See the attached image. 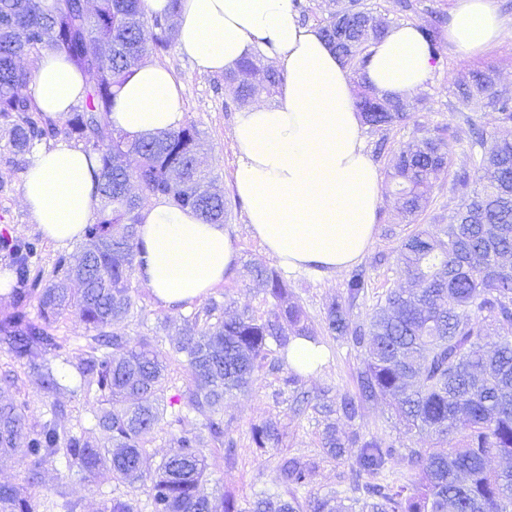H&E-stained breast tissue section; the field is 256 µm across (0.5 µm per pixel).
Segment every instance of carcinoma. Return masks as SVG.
Listing matches in <instances>:
<instances>
[{"instance_id": "1", "label": "carcinoma", "mask_w": 512, "mask_h": 512, "mask_svg": "<svg viewBox=\"0 0 512 512\" xmlns=\"http://www.w3.org/2000/svg\"><path fill=\"white\" fill-rule=\"evenodd\" d=\"M179 3L170 0L167 12L149 18L141 0H95L90 11L85 0H0V127L9 132L12 152L29 154L59 136L82 145L98 162L100 198L97 217L84 228L79 262L59 255L46 282L33 270L35 242L0 238L19 284L11 311L0 318V348L33 370L45 398L60 389L52 361L72 351L78 388L102 399L95 425L110 443L102 448L96 438L67 429L54 403L49 418L32 424L26 404L0 400V456L27 460L24 483L0 482V512H37L45 467L60 458L98 486L142 480L145 436L164 421L171 428V450L147 477L152 512H240L231 493L210 496L203 488L206 449L234 447L222 415L224 395L252 385L268 356L276 349L288 351L294 338L316 340L303 310L291 301L288 284L268 269L257 270L275 300L264 318L227 317L224 304L210 299L170 354L146 338L133 343L108 331L136 307L132 282L146 265L138 234L142 197L166 198L210 224H222L228 216L227 200L207 195L211 179L201 167L195 125L131 139L108 118L139 58L174 43L171 20ZM362 21L373 37L384 30L359 0H349L320 27L343 65L356 74L368 59L367 40L358 39ZM418 29L430 54L437 55L438 28L425 23ZM46 46L93 74L82 105L63 117L39 110L32 95L23 93L34 75L20 62L37 60ZM253 67L244 61L224 74L242 100L271 96L281 84L273 68L250 82L241 80ZM457 89L467 102L491 95L490 82L481 75L459 82ZM355 105L372 128L407 118L403 102L381 97L367 85ZM466 122L476 187L456 222L418 229L402 243L397 272L416 287L388 289L369 321L353 327L347 310L365 298L368 287L365 271L355 269L344 295L326 313L328 330L365 349L366 357L358 397L344 393L336 405H322L325 413L351 422L385 396L408 429L431 434V446L407 449V482L387 481L379 475L398 452L394 444L359 431L340 436L329 425L322 447L332 457L353 459L352 485L359 496L348 504L327 495L300 503L298 493L309 487L314 465L288 458L279 467L285 494L258 498L252 512H512V468L488 466L497 456L512 457V339L487 341L490 331L512 326V140H497L488 150L477 124L469 116ZM450 153L438 135L395 158L396 196L405 212L426 206L433 179L450 165ZM469 170L455 174L463 191L470 185ZM134 185L142 195L132 193ZM72 281L81 284L77 294L68 288ZM33 298L35 318L28 311ZM70 314L94 332L74 349L68 337L56 334ZM172 355L184 359L190 381L180 396L183 409L168 416L161 401ZM252 439L264 450L279 444L280 432L266 422L252 427Z\"/></svg>"}]
</instances>
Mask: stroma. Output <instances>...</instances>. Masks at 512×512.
Returning a JSON list of instances; mask_svg holds the SVG:
<instances>
[{
	"label": "stroma",
	"instance_id": "35a3bbf8",
	"mask_svg": "<svg viewBox=\"0 0 512 512\" xmlns=\"http://www.w3.org/2000/svg\"><path fill=\"white\" fill-rule=\"evenodd\" d=\"M367 10L388 24L419 25L433 17H448L455 0H363ZM156 62L173 71L183 86L184 120L194 124L204 139L205 163L216 178L217 188L229 203V214L224 224L236 262L224 276L222 284L212 289L211 295L223 302L228 312L249 310L255 316H264L273 301L256 280L257 268L278 271L288 283L292 298L307 316L308 324L321 342L325 357L320 368L302 375L299 390L309 405L301 415L291 411V399L282 395L279 375L260 377L249 388L227 394L224 398V421L228 424L237 446L234 452L218 449L209 452V469L205 488L212 494L232 492L240 512H248L262 494H277V463L281 457H296L316 462L312 490L319 495L333 494L340 498L350 496L349 471L351 459L328 458L320 446L321 435L328 425L324 415L314 405L323 392L356 393L357 377L364 367V352L331 335L325 321L330 303L343 295L347 272L280 267L277 260L266 253L255 237L247 219V204L233 187L231 173L239 149L231 137L236 114L242 104L234 95L223 75L204 73L178 48H171L164 56L149 55ZM490 78L492 96L467 104L454 94L458 82L469 80L473 73ZM512 97V42H505L487 51L468 57L457 55L448 42H441L434 62V73L423 89L407 99L408 117L387 130H376L361 125L360 137L367 153L382 174V199L373 240L360 261L368 275L367 296L364 303L350 313L354 323L365 322L382 299L387 289L402 285L394 258L405 238L421 224H449L463 201V195L453 187V173L464 166L469 155L468 127L463 115L476 118L486 133L487 142L503 135L512 136V124L502 123L493 101L494 96ZM444 135L451 147L448 173L440 176L424 211L413 216L401 213L394 206V183L389 173L394 155L409 144L427 137ZM386 140L384 153H376L375 145ZM6 138L0 137V235L35 239L39 242L33 262L43 274H50L59 254L76 255L77 244L59 245L38 230L31 215L20 202V184L28 160L9 153ZM138 314L113 323L112 331L131 339L158 337L163 342L174 341L186 326V319L194 313L195 304L169 307L158 301L147 285L138 288ZM13 371L12 399L28 404L30 422L44 419L46 408L35 377L23 369H10L8 356L0 351V374ZM61 388L56 401L66 410L65 424L73 431L93 429L94 415L101 406L97 394L84 393L76 388V372L72 366L58 367ZM272 420L278 422L283 438L278 447L257 450L252 442L251 427ZM339 432L358 428L396 444L398 448H425L431 436L408 432L404 422L386 399H378L366 407L355 423L336 421ZM43 482L48 489L47 512H58L60 498L77 501L78 512H102L107 498L128 495L136 500L139 512H150L146 485L134 488L110 483L95 488L78 472H66L64 466L47 467Z\"/></svg>",
	"mask_w": 512,
	"mask_h": 512
}]
</instances>
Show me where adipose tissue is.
<instances>
[{"mask_svg": "<svg viewBox=\"0 0 512 512\" xmlns=\"http://www.w3.org/2000/svg\"><path fill=\"white\" fill-rule=\"evenodd\" d=\"M179 50L203 72L220 73L263 55L285 72L273 104L238 113L232 171L248 222L266 252L288 268L343 271L372 240L381 176L360 138L349 72L318 29L303 25L297 0H182L176 17ZM512 40L493 0H457L448 41L467 56ZM363 79L380 94L404 97L421 89L434 66L419 30L389 28L368 48ZM87 75L52 49L35 69L34 102L58 116L83 98ZM183 88L158 64L134 69L109 119L132 136L173 130L183 120ZM97 164L82 148L39 147L28 157L21 199L41 232L66 245L82 236L99 207ZM146 284L165 305L203 299L224 280L235 254L223 225L157 200L140 213Z\"/></svg>", "mask_w": 512, "mask_h": 512, "instance_id": "obj_1", "label": "adipose tissue"}]
</instances>
